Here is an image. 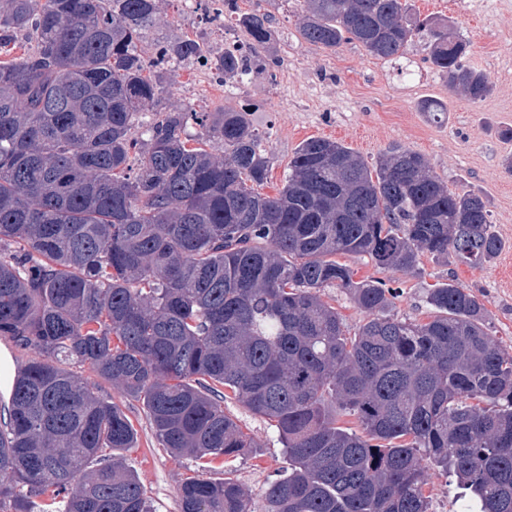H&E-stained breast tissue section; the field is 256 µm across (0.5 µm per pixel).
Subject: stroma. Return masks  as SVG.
I'll use <instances>...</instances> for the list:
<instances>
[{"label": "stroma", "instance_id": "1", "mask_svg": "<svg viewBox=\"0 0 512 512\" xmlns=\"http://www.w3.org/2000/svg\"><path fill=\"white\" fill-rule=\"evenodd\" d=\"M420 17H439L456 25L471 41L468 66L484 71L492 93L471 101L451 91L447 78L426 60L423 42H414L403 57L389 61L368 55L357 43L326 49L304 41L297 30L300 0H237L240 12H261L271 19L272 37L262 57L270 68H257L243 81L224 86L212 70L183 61L168 71L166 108L190 106L213 112L224 107L246 109L250 122L264 134L271 168L264 191L275 195L295 149L311 137H324L353 148L374 161L388 146L399 144L422 154L450 190L482 196L494 231L506 247L490 264L470 268L423 257L417 274L387 273L363 257L346 262L358 277L385 281L396 288L392 315L423 321L429 285L455 280L478 297L488 313L487 329L512 351V0H411ZM160 23L144 43L187 36L212 55L228 43H244L235 24L226 23L212 0L206 13L187 11L176 0H159ZM442 102L448 109L435 122L421 105ZM104 396L129 417L137 431L135 448L125 453L138 475L152 512H180L179 488L197 472L193 459L175 457L161 448L141 401L103 386ZM225 412L245 433L261 440L228 466L246 488L250 512H264L265 489L282 477L288 459L271 423L242 404L228 401ZM425 493L429 512H462L455 478L427 465Z\"/></svg>", "mask_w": 512, "mask_h": 512}]
</instances>
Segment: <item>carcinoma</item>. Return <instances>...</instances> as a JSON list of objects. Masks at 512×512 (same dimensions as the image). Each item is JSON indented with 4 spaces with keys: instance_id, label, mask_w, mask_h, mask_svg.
I'll use <instances>...</instances> for the list:
<instances>
[{
    "instance_id": "carcinoma-1",
    "label": "carcinoma",
    "mask_w": 512,
    "mask_h": 512,
    "mask_svg": "<svg viewBox=\"0 0 512 512\" xmlns=\"http://www.w3.org/2000/svg\"><path fill=\"white\" fill-rule=\"evenodd\" d=\"M303 2L311 44L394 59L427 34L452 91H492L463 63L470 41L410 0ZM158 11L0 0V337L28 354L0 427V510L34 512L43 497L59 512H151L124 462L136 429L106 383L142 401L162 448L196 460L181 512H247L242 484L208 476L261 447L227 400L274 422L288 457L265 512H429L425 458L469 491L470 512H512V352L484 306L443 283L426 289L428 321L399 320L396 289L340 261L488 264L504 242L483 199L408 148L369 163L328 138L303 141L276 195L262 193L269 158L246 113L164 110L165 66L205 49L183 38L139 51ZM224 16L246 36L213 60L227 85L261 61L271 26L237 0ZM18 33L32 45L10 59ZM327 288L366 314L354 334Z\"/></svg>"
}]
</instances>
